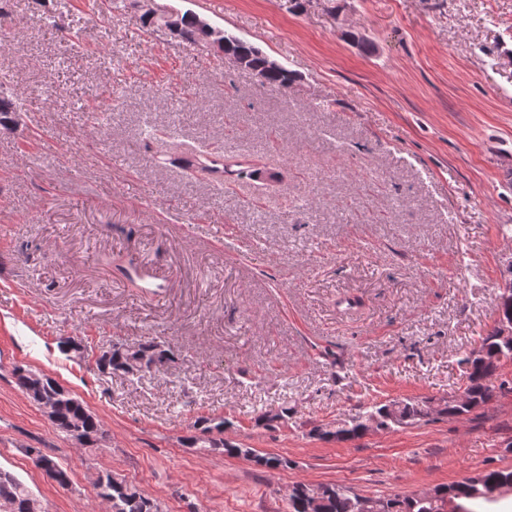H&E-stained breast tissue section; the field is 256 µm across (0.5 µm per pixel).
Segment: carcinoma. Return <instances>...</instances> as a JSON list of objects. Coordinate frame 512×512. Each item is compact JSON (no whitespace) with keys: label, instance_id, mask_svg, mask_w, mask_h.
<instances>
[{"label":"carcinoma","instance_id":"obj_1","mask_svg":"<svg viewBox=\"0 0 512 512\" xmlns=\"http://www.w3.org/2000/svg\"><path fill=\"white\" fill-rule=\"evenodd\" d=\"M145 27L163 25L178 37L191 44H205L226 52L239 62L241 69L258 78L264 89L288 92L296 82L294 73L280 65H272L273 59L251 43L205 24V19L192 11H172L153 16L142 13ZM9 84L7 77L0 78V126L8 129L18 124L19 109L13 96L3 92ZM512 324V287L506 288L498 297L497 318L492 329L474 348L467 360L469 365L466 401L448 399L438 404L440 414L447 418H461L485 405L491 398V380L502 359H512V344L500 339L499 328ZM175 361L174 351L169 345L145 341L136 346L115 343L103 352L96 364L101 372H120L127 375L158 372ZM14 376L19 388L36 406H50L51 424L68 437L82 436V445L93 448L103 437L99 418L71 391L48 375L18 366ZM427 417L426 404L419 401L393 400L387 404L361 407L338 427L326 425L314 429L324 440H349L362 436L369 429H388L392 426L416 424ZM226 420L222 416H202L194 423L199 434L188 439L189 445L225 450L242 456L248 449L230 448L220 435L224 433ZM35 455V464L62 487L70 485L68 472L51 456L36 448L29 449ZM512 483V469L490 470L468 477L440 491L449 492L456 500L494 505L498 498L492 495L496 486ZM96 496L104 505L105 512H163L159 502L138 488L110 473L98 476L94 482ZM304 485L293 487L288 500V512H358L359 495L336 486L328 487L329 493L315 504L307 499ZM374 500L383 512H441L439 499L435 497L376 496ZM0 512H44L40 499L13 474L0 469Z\"/></svg>","mask_w":512,"mask_h":512}]
</instances>
